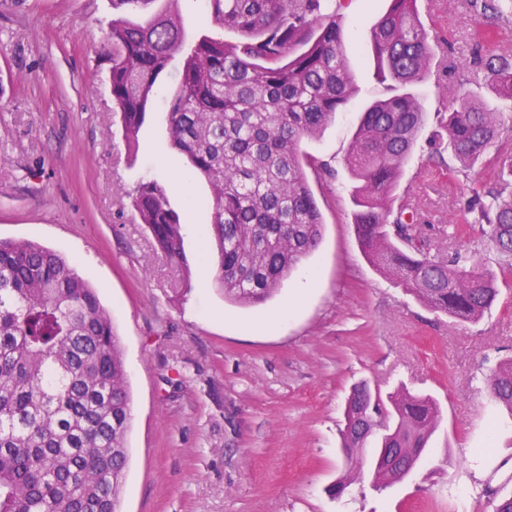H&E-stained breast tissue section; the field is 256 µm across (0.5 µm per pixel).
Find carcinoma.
<instances>
[{
  "mask_svg": "<svg viewBox=\"0 0 512 512\" xmlns=\"http://www.w3.org/2000/svg\"><path fill=\"white\" fill-rule=\"evenodd\" d=\"M156 0H112L143 11L108 25L110 90L127 144L136 142L159 76L173 58L182 68L167 113L171 148L210 184L224 299L258 305L318 247L323 220L306 168L324 167L300 150L356 92L342 40L338 0H207L212 22L235 42L203 35L188 41L170 9ZM484 38L512 20V0H465ZM378 76L394 94L363 112L346 166L353 182V224L373 267L395 286L454 323L490 312L498 275L473 260L476 250L431 254L418 213L396 190L426 127L413 87L429 74L433 45L416 0H388L370 28ZM456 107L438 115L432 157L448 180L479 167L492 179L467 200L468 223L485 225L512 274V156L503 147L498 109L471 97L489 84L512 108V52H474L444 70ZM140 222L172 264L186 262L180 216L157 182L133 199ZM494 400L512 412V356L487 379ZM387 418L376 449L374 481L404 477L417 462L440 410L430 396L397 390L382 399L367 385L351 394L341 447L354 458ZM132 399L120 336L110 312L76 268L34 241L0 240V512H121L129 459Z\"/></svg>",
  "mask_w": 512,
  "mask_h": 512,
  "instance_id": "cac0c4a2",
  "label": "carcinoma"
}]
</instances>
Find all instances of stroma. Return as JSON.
<instances>
[{
    "instance_id": "stroma-1",
    "label": "stroma",
    "mask_w": 512,
    "mask_h": 512,
    "mask_svg": "<svg viewBox=\"0 0 512 512\" xmlns=\"http://www.w3.org/2000/svg\"><path fill=\"white\" fill-rule=\"evenodd\" d=\"M417 6L439 36L435 65L470 54L475 22L463 0ZM176 8L188 38L234 40L211 23L206 0ZM385 8L344 0L339 10L358 92L301 142L329 166L308 173L322 240L253 307L200 281L217 267L212 190L168 142L180 60L160 76L130 146L109 85L112 0H0V239L65 256L112 315L133 402L122 512H493L512 495V414L484 388L512 354V288L501 285L480 322L455 325L379 275L355 237L345 159L364 107L388 94L368 53ZM152 180L181 217L186 267L167 263L131 205ZM484 180L475 170L449 190L423 144L398 192L423 223L448 231ZM361 382L432 395L441 410L426 460L381 490L368 469L375 439L354 465L339 446ZM342 480L345 493L332 498L328 487Z\"/></svg>"
}]
</instances>
